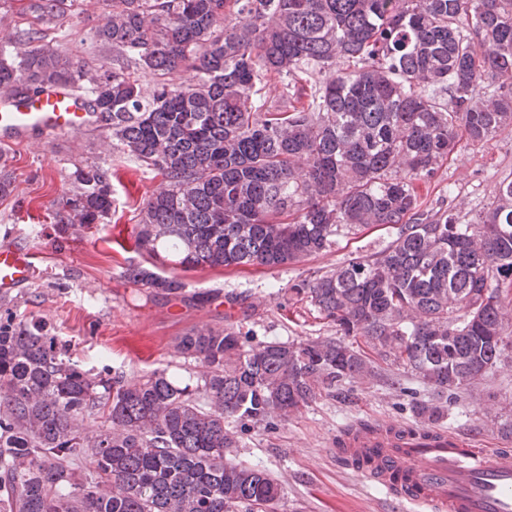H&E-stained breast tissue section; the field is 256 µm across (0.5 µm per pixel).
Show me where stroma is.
Masks as SVG:
<instances>
[{"instance_id":"obj_1","label":"stroma","mask_w":512,"mask_h":512,"mask_svg":"<svg viewBox=\"0 0 512 512\" xmlns=\"http://www.w3.org/2000/svg\"><path fill=\"white\" fill-rule=\"evenodd\" d=\"M111 9V0H76L66 18L42 23L44 36L33 46L80 62L97 75L124 67L144 93H152L154 74L132 57L115 55L95 37ZM90 166L117 172L112 212L105 223L91 229L56 234V213L77 191L75 172ZM1 173L10 178L12 192L0 198V243L33 247L41 258L40 272L27 288L0 296V318L44 322L84 368L98 372L108 366L129 378L168 369L200 379L203 365L181 357L174 348L177 338L193 329L231 326L258 340L282 342L336 338L334 325L300 299L296 287L356 254L383 250L396 236L392 228H362L337 237L318 255L274 270L164 267L161 275H176L188 290L218 288L223 295L241 296L244 303L229 308L222 298L194 305L155 297L134 305L127 270L149 266L150 258L130 242L148 199L162 182L158 171L120 152L111 129L102 127L0 149ZM510 173L512 128L479 145L460 140L438 175L422 186L424 206L474 216L491 206L500 180ZM375 367V378L321 391L288 420L258 424L241 433L230 454L259 463L280 483L278 512H397L385 490L336 456L337 434L357 421L393 420L418 427L424 423L419 407L435 404L443 411L435 427L472 437L478 447L491 452L512 449V436L503 433L512 426V343L484 377L451 391H438L388 361H376Z\"/></svg>"}]
</instances>
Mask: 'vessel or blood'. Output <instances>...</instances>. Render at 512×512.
I'll list each match as a JSON object with an SVG mask.
<instances>
[{
  "instance_id": "vessel-or-blood-1",
  "label": "vessel or blood",
  "mask_w": 512,
  "mask_h": 512,
  "mask_svg": "<svg viewBox=\"0 0 512 512\" xmlns=\"http://www.w3.org/2000/svg\"><path fill=\"white\" fill-rule=\"evenodd\" d=\"M89 99L63 84L38 94L0 95V143L69 134L99 124ZM38 270L30 247L0 244V295L26 287ZM336 455L384 487L401 508L419 512H512V453L487 452L444 429L386 421L355 426L336 442Z\"/></svg>"
}]
</instances>
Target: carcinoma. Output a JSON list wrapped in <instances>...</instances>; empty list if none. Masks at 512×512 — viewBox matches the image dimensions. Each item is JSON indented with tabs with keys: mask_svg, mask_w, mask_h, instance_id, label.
<instances>
[{
	"mask_svg": "<svg viewBox=\"0 0 512 512\" xmlns=\"http://www.w3.org/2000/svg\"><path fill=\"white\" fill-rule=\"evenodd\" d=\"M74 0H28L33 25ZM97 39L163 78L152 97L124 70L94 76L46 50L0 47V89L87 92L123 153L165 185L135 246L184 271L270 269L319 254L359 227L397 228L382 251L297 289L344 336H361L439 390L501 361L512 323V173L464 224L422 209L457 145L512 126V0H112ZM179 70L198 74L176 85ZM276 76L288 108L267 105ZM113 173L76 171L57 227L101 224ZM133 299L184 303L176 277L128 271ZM177 351L207 372L93 374L31 321L0 324V512H277L280 487L238 447L230 419L286 421L323 389L374 373L340 339L250 342L195 331ZM90 455L94 466L82 470Z\"/></svg>",
	"mask_w": 512,
	"mask_h": 512,
	"instance_id": "obj_1",
	"label": "carcinoma"
}]
</instances>
